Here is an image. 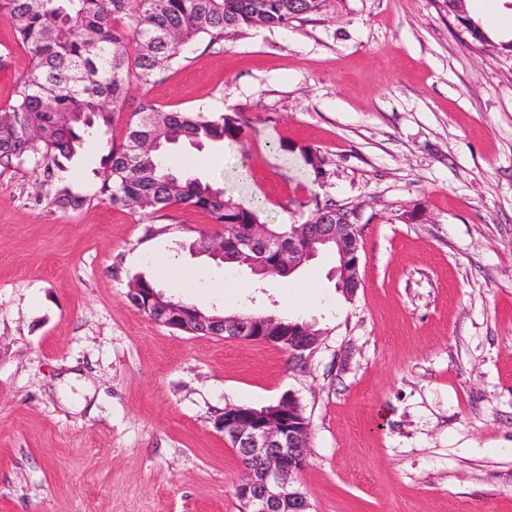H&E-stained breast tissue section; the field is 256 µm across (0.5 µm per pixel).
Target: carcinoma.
I'll return each instance as SVG.
<instances>
[{"label":"carcinoma","instance_id":"cac0c4a2","mask_svg":"<svg viewBox=\"0 0 512 512\" xmlns=\"http://www.w3.org/2000/svg\"><path fill=\"white\" fill-rule=\"evenodd\" d=\"M321 6L322 0H0V16L29 59L13 102L0 109V172L30 163L52 177L98 136L108 147L101 200L148 215L191 208L208 217L215 236L226 224L262 223L260 207L246 208L221 186L176 174L162 150L141 149L140 141L159 126L173 145L233 142L240 130L236 115L165 111L143 100L128 116L129 91L155 82L198 38L285 27ZM304 158L313 182H321L325 159L310 151ZM86 201L67 186L53 197L63 210Z\"/></svg>","mask_w":512,"mask_h":512}]
</instances>
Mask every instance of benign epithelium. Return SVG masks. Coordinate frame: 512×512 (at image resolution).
Instances as JSON below:
<instances>
[{
    "mask_svg": "<svg viewBox=\"0 0 512 512\" xmlns=\"http://www.w3.org/2000/svg\"><path fill=\"white\" fill-rule=\"evenodd\" d=\"M316 224H293L288 242L271 235L267 224H226L224 234L212 239L209 250L218 257L229 245L248 249L252 259L245 265L253 272L272 263L290 274L317 255L322 247L340 256L339 287L355 292L358 277L361 229L357 214L325 210ZM141 311L155 322L171 329L219 339H233L272 345L302 361L315 349L319 337L303 324L296 333L280 319L239 314L186 315L184 308L160 294L147 299ZM224 439L238 455L252 459L235 486L242 512H312L306 493L298 485L306 466L310 425L297 399L283 395L277 404L262 409L227 407L221 419Z\"/></svg>",
    "mask_w": 512,
    "mask_h": 512,
    "instance_id": "benign-epithelium-1",
    "label": "benign epithelium"
}]
</instances>
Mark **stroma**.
Wrapping results in <instances>:
<instances>
[{
    "instance_id": "1",
    "label": "stroma",
    "mask_w": 512,
    "mask_h": 512,
    "mask_svg": "<svg viewBox=\"0 0 512 512\" xmlns=\"http://www.w3.org/2000/svg\"><path fill=\"white\" fill-rule=\"evenodd\" d=\"M477 48L443 0H324L285 27L188 44L144 88L164 110L237 114V143L174 148L172 166L270 224L316 201L355 209L353 295L323 253L287 278L190 251L201 213H134L97 196L104 147L65 175L77 210L25 165L0 174V512H240L225 408L294 394L310 422L313 512H512V28ZM0 108L28 65L0 18ZM328 174L307 175L304 150ZM259 183H239L241 165ZM205 312L282 318L284 289L319 341L193 336L128 301L137 277ZM243 284L237 299L214 283Z\"/></svg>"
}]
</instances>
